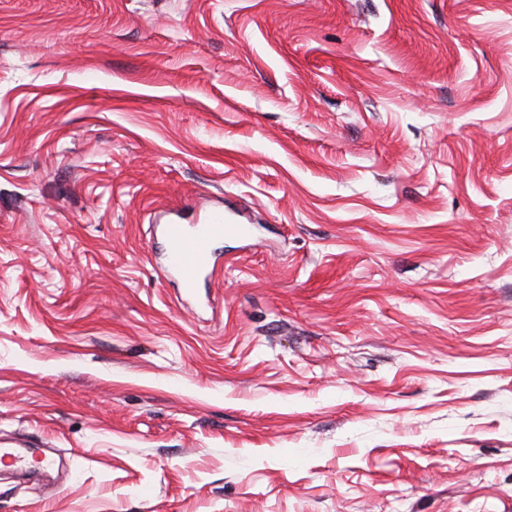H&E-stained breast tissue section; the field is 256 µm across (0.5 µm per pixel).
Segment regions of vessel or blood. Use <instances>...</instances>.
Here are the masks:
<instances>
[{"label":"vessel or blood","mask_w":512,"mask_h":512,"mask_svg":"<svg viewBox=\"0 0 512 512\" xmlns=\"http://www.w3.org/2000/svg\"><path fill=\"white\" fill-rule=\"evenodd\" d=\"M167 245L166 263L183 295L195 293L213 255V244L224 237H244L249 233L245 224L225 222L220 210L210 211L196 229L177 221L163 225Z\"/></svg>","instance_id":"1"}]
</instances>
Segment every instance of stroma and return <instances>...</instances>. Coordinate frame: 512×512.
<instances>
[{"mask_svg":"<svg viewBox=\"0 0 512 512\" xmlns=\"http://www.w3.org/2000/svg\"><path fill=\"white\" fill-rule=\"evenodd\" d=\"M0 436V512H512V0H0ZM162 233L167 245V267L181 293L189 296L195 293L209 266L214 242L224 237H245L249 227L226 223L223 211L212 210L207 214L205 224L171 221L162 225Z\"/></svg>","mask_w":512,"mask_h":512,"instance_id":"obj_1","label":"stroma"}]
</instances>
